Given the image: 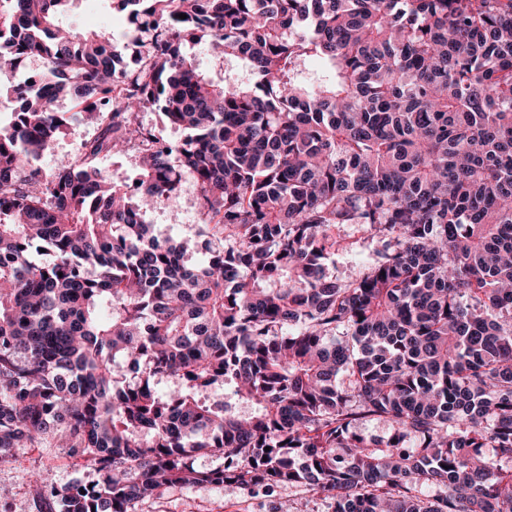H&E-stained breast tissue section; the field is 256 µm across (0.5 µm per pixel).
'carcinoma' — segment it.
Returning <instances> with one entry per match:
<instances>
[{
    "label": "carcinoma",
    "mask_w": 512,
    "mask_h": 512,
    "mask_svg": "<svg viewBox=\"0 0 512 512\" xmlns=\"http://www.w3.org/2000/svg\"><path fill=\"white\" fill-rule=\"evenodd\" d=\"M69 2L0 0L21 102L0 122V465L59 448L82 473H30L37 512L175 486L512 512V466L487 459L512 462V0H112L122 55L63 30ZM188 44L247 77L212 82ZM31 57L43 78L14 81ZM129 146L134 188L98 167ZM184 172L200 227L179 239L145 214ZM344 224L377 243L351 281L326 267ZM96 133L93 126L73 124L64 135L57 138L51 151L42 159L43 167H51L56 159L69 156L84 140L92 138Z\"/></svg>",
    "instance_id": "1"
}]
</instances>
